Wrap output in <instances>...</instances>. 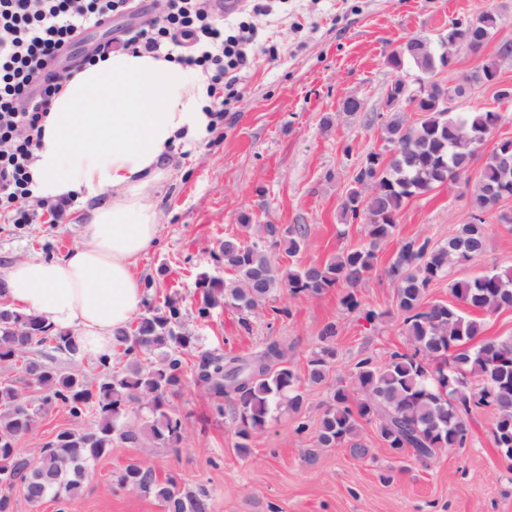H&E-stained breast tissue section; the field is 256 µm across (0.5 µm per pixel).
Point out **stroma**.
Returning a JSON list of instances; mask_svg holds the SVG:
<instances>
[{
  "label": "stroma",
  "instance_id": "1",
  "mask_svg": "<svg viewBox=\"0 0 512 512\" xmlns=\"http://www.w3.org/2000/svg\"><path fill=\"white\" fill-rule=\"evenodd\" d=\"M271 16L251 18L255 55L239 74L240 96L232 100L224 122L201 140L179 145L172 181L161 193L164 212L158 245L138 266L148 283V296L177 295L184 327L198 336L202 351L246 354L270 338L280 340L287 360L304 372L327 322L339 328L332 374L348 377L368 355L384 356L403 349L402 317L395 290L382 269L392 260L401 239L430 237L447 242L470 219L463 185L446 183L407 200L395 237L378 254V272L357 288L364 307L382 319L368 323L349 312L341 294L290 298L281 289L253 313L250 332L240 331L235 310L221 307L208 319L197 316L201 275L220 277L222 262L214 258L219 240L241 231L242 216L256 224H304V248L296 256L276 251L281 268L297 269L355 248L365 240L364 224H345L341 203L353 174L367 153L385 146L372 114L384 111L386 91L397 74L415 76L413 67L396 71L389 56L411 38L438 44L455 18L499 14L495 35L479 54L460 50L444 73L454 81L481 61L499 66V79L512 83V56L500 57L512 43V0H274ZM159 0H141V9L113 16L107 30L91 29L72 47L70 67L83 58L82 43L98 44L154 18ZM362 100L363 111L347 114L346 99ZM512 198L484 215L487 241L480 255L456 264L450 276L430 285L426 301L455 304L451 283L491 271L512 270ZM81 240L78 210L63 223L15 228L0 224V266L31 256L64 253ZM329 384L305 385L299 415L281 414L254 436L250 455H240L235 425L212 412L209 398L193 378H186L170 409L184 425L177 448H160L150 440L131 445L113 442L109 456L91 469L76 512H163L154 497L119 488L118 473L142 460L160 476H174L181 488H205L210 512H512V460L493 444L492 413L477 409L468 418L464 447L444 448L421 463L410 456L393 457L375 425L362 424L357 440L369 453L357 458L348 447L315 448L313 429L329 401ZM304 417L309 432L295 431ZM64 410L52 408L17 443L19 452L37 456L57 431L75 427ZM315 460H307V448Z\"/></svg>",
  "mask_w": 512,
  "mask_h": 512
}]
</instances>
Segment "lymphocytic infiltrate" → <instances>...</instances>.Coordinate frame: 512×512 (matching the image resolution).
Instances as JSON below:
<instances>
[{
    "mask_svg": "<svg viewBox=\"0 0 512 512\" xmlns=\"http://www.w3.org/2000/svg\"><path fill=\"white\" fill-rule=\"evenodd\" d=\"M136 0H0V223L34 224L45 203L35 194L31 167L50 101L63 89L55 68L86 30L133 11ZM174 60L209 74L211 110L223 121L238 95L239 71L250 62L251 30L225 33L212 0H165L148 26L128 28L118 44L98 45L96 59L113 48Z\"/></svg>",
    "mask_w": 512,
    "mask_h": 512,
    "instance_id": "lymphocytic-infiltrate-1",
    "label": "lymphocytic infiltrate"
}]
</instances>
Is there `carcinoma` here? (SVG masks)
<instances>
[{"instance_id":"1","label":"carcinoma","mask_w":512,"mask_h":512,"mask_svg":"<svg viewBox=\"0 0 512 512\" xmlns=\"http://www.w3.org/2000/svg\"><path fill=\"white\" fill-rule=\"evenodd\" d=\"M498 25L499 16L483 13L465 30L448 28L446 38L471 33L487 42ZM406 61L426 80L442 64L437 51L421 39L411 40L403 55L389 58L395 69ZM496 76L497 63L485 62L471 71L469 79L486 84ZM411 106L403 99L392 106L393 112L375 115L386 142L399 144L400 153L392 158L367 154L342 201L343 221L366 224L364 244L327 262L283 271L270 250L280 247L297 255L308 228L254 226L245 216L241 230L255 233V238L247 242L231 235L218 242V258L233 278L201 280L197 315L207 319L215 309L230 306L238 311L240 328L248 331L252 313L279 288L288 289L293 297L340 289L347 310H358L356 288L377 271L378 252L394 235L404 202L448 181H461L470 187L472 221L459 225L443 244L428 237L400 240L393 261L383 269L395 288L410 349L394 350L382 361L366 356L356 362L349 380L336 379L306 458H312L316 448L347 443L355 457H366L369 449L354 440L365 422L375 424L385 447L426 462L441 448L462 447L468 436L467 417L474 409L488 408L493 412V442L512 460V338L487 340L474 349L468 341L479 334L480 322L454 306L424 302L431 283L449 275L455 264L483 252L486 232L480 214L488 210L492 196H512V138L496 142L472 183L470 168L497 129L500 114L449 112L435 88L416 105L421 117L410 122L404 112ZM451 291L472 310L489 314L512 309V271L455 282ZM337 333L336 323L323 325L320 345L303 376L288 366L285 349L276 340L245 355L199 352L195 383L205 390L218 416L228 415L236 423L239 454L251 453L252 438L265 429L274 411L300 412L304 384L329 380ZM113 340L124 370H114L106 359L94 382L78 371L62 374L45 359L56 353L78 361L81 351L75 339L54 332L40 316L0 306V366L20 373L0 381V512H13L9 490L18 484L33 507L49 497L78 499L89 468L110 453L116 440L136 444L149 434L163 447L181 443L182 422L168 411L169 398L183 386L186 355L196 349L198 337L185 330L178 300H145L136 323L117 331ZM473 377L479 381L475 387ZM33 386L42 392L37 405L26 393ZM56 406L77 421L90 419L89 426L58 431L35 460L23 456L16 448L18 440ZM117 484L154 496L164 512H209L206 489L183 490L174 477L160 479L145 462L127 464Z\"/></svg>"}]
</instances>
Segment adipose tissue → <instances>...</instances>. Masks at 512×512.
<instances>
[{"mask_svg":"<svg viewBox=\"0 0 512 512\" xmlns=\"http://www.w3.org/2000/svg\"><path fill=\"white\" fill-rule=\"evenodd\" d=\"M208 86L201 70L124 50L67 79L45 118L33 177L39 198L79 201L81 241L0 268L10 308L74 336L85 356H111L116 330L143 306L136 269L158 244V195L176 150L211 121Z\"/></svg>","mask_w":512,"mask_h":512,"instance_id":"adipose-tissue-1","label":"adipose tissue"}]
</instances>
